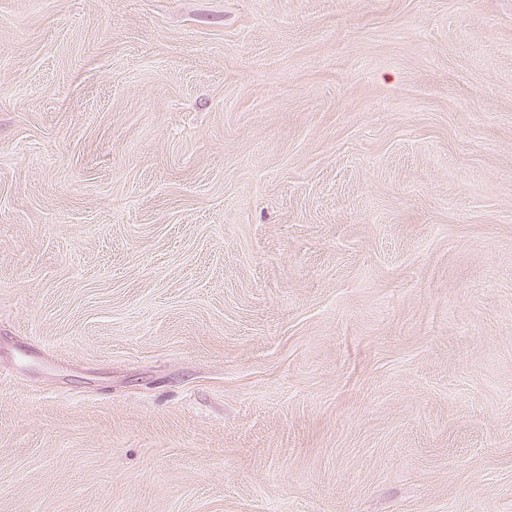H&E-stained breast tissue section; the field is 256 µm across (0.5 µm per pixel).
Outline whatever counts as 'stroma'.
Here are the masks:
<instances>
[{"instance_id": "stroma-1", "label": "stroma", "mask_w": 512, "mask_h": 512, "mask_svg": "<svg viewBox=\"0 0 512 512\" xmlns=\"http://www.w3.org/2000/svg\"><path fill=\"white\" fill-rule=\"evenodd\" d=\"M0 512H512V0H0Z\"/></svg>"}]
</instances>
